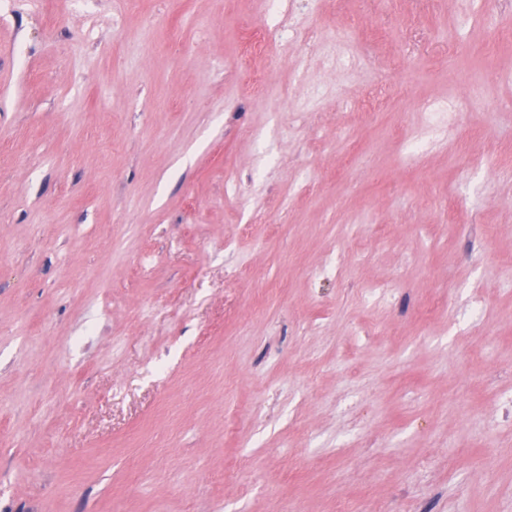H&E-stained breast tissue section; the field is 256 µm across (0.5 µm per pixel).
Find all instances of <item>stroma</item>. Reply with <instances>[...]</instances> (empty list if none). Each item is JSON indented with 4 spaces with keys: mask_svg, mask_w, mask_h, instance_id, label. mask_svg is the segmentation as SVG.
Here are the masks:
<instances>
[{
    "mask_svg": "<svg viewBox=\"0 0 512 512\" xmlns=\"http://www.w3.org/2000/svg\"><path fill=\"white\" fill-rule=\"evenodd\" d=\"M475 7L0 20V512H512V38Z\"/></svg>",
    "mask_w": 512,
    "mask_h": 512,
    "instance_id": "stroma-1",
    "label": "stroma"
}]
</instances>
